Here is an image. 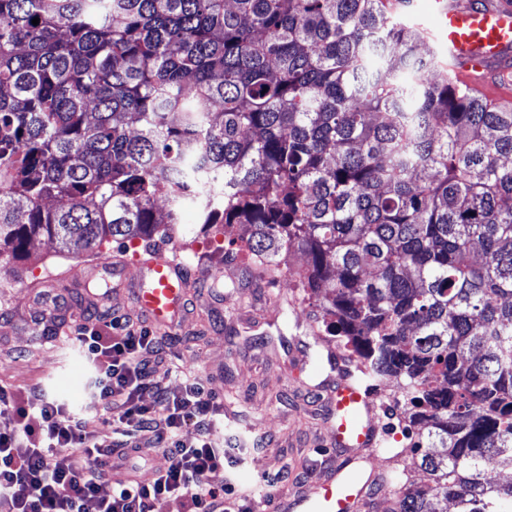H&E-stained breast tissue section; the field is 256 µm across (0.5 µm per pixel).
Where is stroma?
<instances>
[{
	"label": "stroma",
	"mask_w": 512,
	"mask_h": 512,
	"mask_svg": "<svg viewBox=\"0 0 512 512\" xmlns=\"http://www.w3.org/2000/svg\"><path fill=\"white\" fill-rule=\"evenodd\" d=\"M240 234L234 224L221 236H208L200 230L197 208L183 207L173 241L189 265L191 303L176 344L155 361L154 371L175 389L180 380L174 368L190 369L223 399L229 414L224 466L242 491L277 474L296 479L331 444L324 397L315 391L330 372V343L314 300L296 278L307 258L292 252L286 258L291 274L275 282L251 275ZM30 254L28 262L0 266V387L47 394L76 413L91 381L86 357L73 334L48 341L38 321L48 298L62 295L69 300L65 321L80 324L96 294L102 310L142 321L131 289L141 274L138 254L108 246L107 256L127 264V286L117 291L111 270L89 275L88 254L53 256L38 241ZM215 287L223 302L208 300Z\"/></svg>",
	"instance_id": "1"
}]
</instances>
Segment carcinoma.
Wrapping results in <instances>:
<instances>
[{"label":"carcinoma","instance_id":"obj_1","mask_svg":"<svg viewBox=\"0 0 512 512\" xmlns=\"http://www.w3.org/2000/svg\"><path fill=\"white\" fill-rule=\"evenodd\" d=\"M194 194L271 281L304 252L355 381H396L427 480L390 512H503L512 111L385 0H0V263L169 239Z\"/></svg>","mask_w":512,"mask_h":512}]
</instances>
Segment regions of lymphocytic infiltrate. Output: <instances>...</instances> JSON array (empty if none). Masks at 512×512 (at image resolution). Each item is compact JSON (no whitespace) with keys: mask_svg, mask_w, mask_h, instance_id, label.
Segmentation results:
<instances>
[{"mask_svg":"<svg viewBox=\"0 0 512 512\" xmlns=\"http://www.w3.org/2000/svg\"><path fill=\"white\" fill-rule=\"evenodd\" d=\"M77 339L96 370V406L85 417L29 390L0 389V416L10 424L0 430V512H152L158 501L175 512H240L224 477L223 402L190 371L175 393L153 377L151 359L163 343L147 325L96 313ZM98 422L111 426L110 444L98 442ZM188 427L193 437L184 436ZM142 438L167 461L147 483L137 478ZM104 483L111 494H101Z\"/></svg>","mask_w":512,"mask_h":512,"instance_id":"obj_1","label":"lymphocytic infiltrate"}]
</instances>
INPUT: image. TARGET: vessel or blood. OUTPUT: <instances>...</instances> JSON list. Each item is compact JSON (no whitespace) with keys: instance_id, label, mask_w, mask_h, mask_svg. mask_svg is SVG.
<instances>
[{"instance_id":"1","label":"vessel or blood","mask_w":512,"mask_h":512,"mask_svg":"<svg viewBox=\"0 0 512 512\" xmlns=\"http://www.w3.org/2000/svg\"><path fill=\"white\" fill-rule=\"evenodd\" d=\"M428 11L434 24L423 35L441 46L449 78L480 102L512 107V0H428ZM141 268L134 292L142 314L165 331L176 329L189 288L178 251L153 252ZM326 394L333 462L316 464L305 491L276 495L270 512H365L371 504L380 484L368 467L378 434L376 406L341 374Z\"/></svg>"}]
</instances>
